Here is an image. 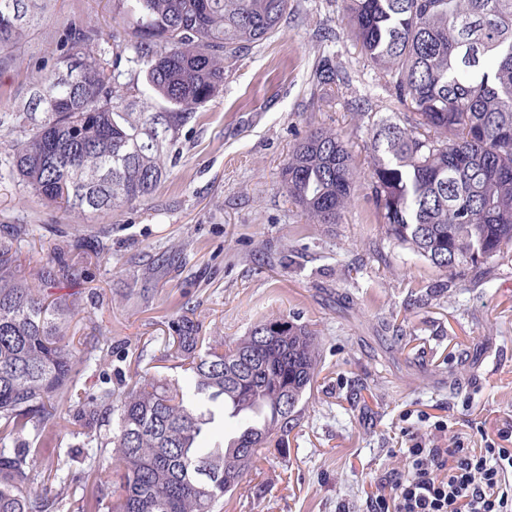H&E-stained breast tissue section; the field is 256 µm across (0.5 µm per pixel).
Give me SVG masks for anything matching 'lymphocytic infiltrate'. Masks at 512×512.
Returning a JSON list of instances; mask_svg holds the SVG:
<instances>
[{"label":"lymphocytic infiltrate","instance_id":"1","mask_svg":"<svg viewBox=\"0 0 512 512\" xmlns=\"http://www.w3.org/2000/svg\"><path fill=\"white\" fill-rule=\"evenodd\" d=\"M404 469L375 483L374 512H512V427L472 448L427 445L409 435L398 442Z\"/></svg>","mask_w":512,"mask_h":512}]
</instances>
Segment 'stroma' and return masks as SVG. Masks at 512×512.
Here are the masks:
<instances>
[{"label":"stroma","instance_id":"obj_1","mask_svg":"<svg viewBox=\"0 0 512 512\" xmlns=\"http://www.w3.org/2000/svg\"><path fill=\"white\" fill-rule=\"evenodd\" d=\"M342 0H289L278 30L224 70L219 95L181 127L167 174L148 204L79 214L0 178V242L28 282L45 265L73 295L68 339L108 344L77 370V400L121 390L139 375L181 377L168 342L187 314L205 340L248 335L263 318L308 325L321 365L284 450L224 498V512H368L376 477L403 469L396 436L410 427L470 447L512 424V262L449 278L391 240L370 188V127L358 113H392L383 80L353 45ZM110 37L123 23L112 0H52L46 18L0 75V115L28 97L68 22ZM344 84L313 79L320 58ZM333 128L362 174L336 224L309 223L280 186L309 131ZM440 416L443 432L422 415ZM76 404L41 439L43 456L84 440Z\"/></svg>","mask_w":512,"mask_h":512}]
</instances>
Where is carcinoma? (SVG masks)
I'll return each instance as SVG.
<instances>
[{
	"instance_id": "cac0c4a2",
	"label": "carcinoma",
	"mask_w": 512,
	"mask_h": 512,
	"mask_svg": "<svg viewBox=\"0 0 512 512\" xmlns=\"http://www.w3.org/2000/svg\"><path fill=\"white\" fill-rule=\"evenodd\" d=\"M49 0H0V73L26 43ZM344 19L403 120L372 122L371 188L389 236L451 277L512 259V0H343ZM143 75V94L167 112L133 111L121 59L97 31L66 27L49 70L19 112L42 113L10 142V173L38 197L80 212L145 204L165 177L175 134L224 87V61L271 36L289 0H113ZM317 82L340 80L324 59ZM360 177L340 135L320 128L293 148L282 189L312 224H334ZM75 310L32 286L0 244V512H68V460L41 458L58 426L73 373L94 351L66 340ZM172 347L183 378L146 374L81 402L83 462L110 493L98 512H220L224 494L282 445L320 363L318 336L273 316L229 344L203 346L178 322ZM237 440L225 443L228 406ZM53 473L54 484L41 481Z\"/></svg>"
}]
</instances>
